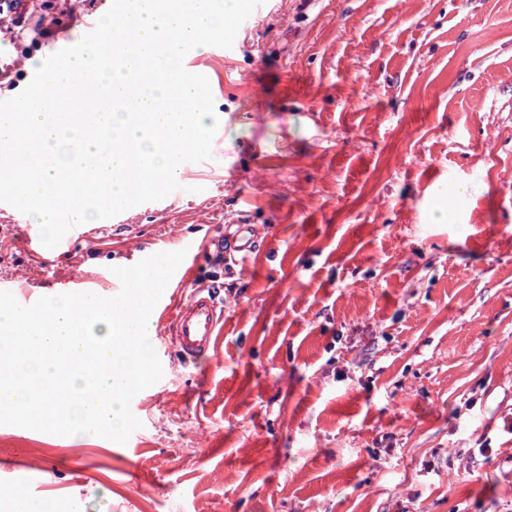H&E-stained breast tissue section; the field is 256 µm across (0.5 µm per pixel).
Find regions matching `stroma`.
Returning <instances> with one entry per match:
<instances>
[{"label":"stroma","mask_w":512,"mask_h":512,"mask_svg":"<svg viewBox=\"0 0 512 512\" xmlns=\"http://www.w3.org/2000/svg\"><path fill=\"white\" fill-rule=\"evenodd\" d=\"M234 46L184 59L219 126L170 207L39 258L0 212L23 305L195 245L141 428L0 425V512H512V0H276ZM244 216L260 250L209 249ZM198 285L224 327L187 363L167 323Z\"/></svg>","instance_id":"1"}]
</instances>
